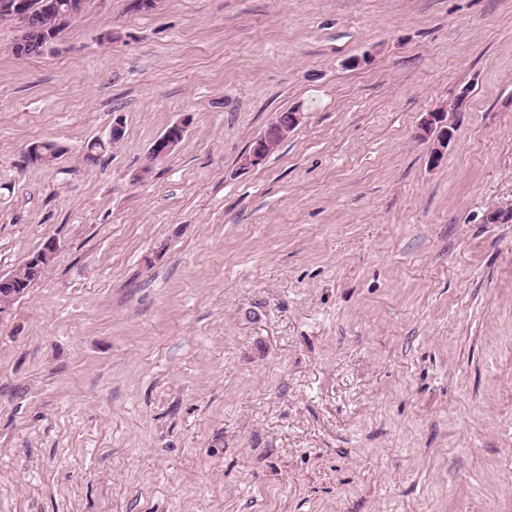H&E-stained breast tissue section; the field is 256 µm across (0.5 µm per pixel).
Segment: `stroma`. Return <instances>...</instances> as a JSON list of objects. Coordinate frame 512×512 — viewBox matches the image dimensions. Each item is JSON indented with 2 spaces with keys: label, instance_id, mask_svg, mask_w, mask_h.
Segmentation results:
<instances>
[{
  "label": "stroma",
  "instance_id": "stroma-1",
  "mask_svg": "<svg viewBox=\"0 0 512 512\" xmlns=\"http://www.w3.org/2000/svg\"><path fill=\"white\" fill-rule=\"evenodd\" d=\"M18 36L0 274L55 253L0 315V512H512V0H87ZM446 112L443 109L428 112L424 118L425 122L430 123L431 131L436 130L435 142L430 151V161L432 164H439L444 156V150L447 149L449 143L453 139L452 124L447 121H439L436 125V119L441 120ZM123 134V123L119 118H117L112 123V127L109 129L108 133L104 137L99 136L96 137L98 140L95 138L93 140L88 141L84 152V161L89 164L96 163L99 160L101 154L104 153L108 149L107 147L110 145L103 144L102 142L109 143L112 142L114 138L122 139ZM99 140L102 142H100ZM186 125L185 123H176L170 126L161 136L152 144L148 153V164L161 160L169 156L176 146L181 142Z\"/></svg>",
  "mask_w": 512,
  "mask_h": 512
}]
</instances>
